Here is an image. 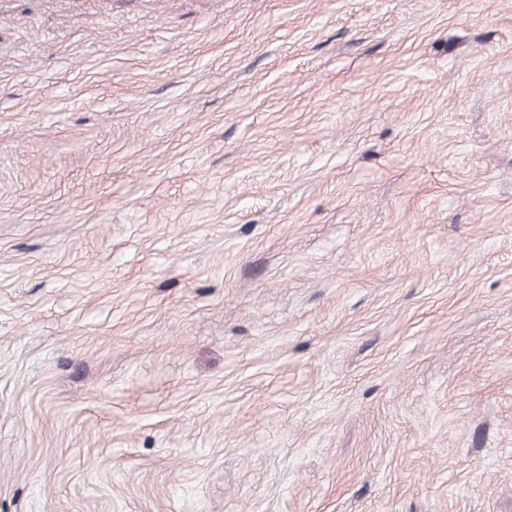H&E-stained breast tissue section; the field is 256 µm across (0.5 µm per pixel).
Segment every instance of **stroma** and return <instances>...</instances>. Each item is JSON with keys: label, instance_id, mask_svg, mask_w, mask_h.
<instances>
[{"label": "stroma", "instance_id": "stroma-1", "mask_svg": "<svg viewBox=\"0 0 512 512\" xmlns=\"http://www.w3.org/2000/svg\"><path fill=\"white\" fill-rule=\"evenodd\" d=\"M0 512H512V0H0Z\"/></svg>", "mask_w": 512, "mask_h": 512}]
</instances>
